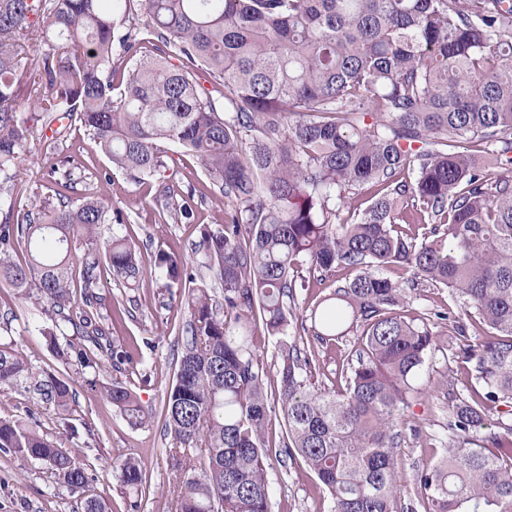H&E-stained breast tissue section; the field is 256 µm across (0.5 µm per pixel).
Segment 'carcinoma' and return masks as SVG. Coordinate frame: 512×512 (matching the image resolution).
<instances>
[{
    "label": "carcinoma",
    "mask_w": 512,
    "mask_h": 512,
    "mask_svg": "<svg viewBox=\"0 0 512 512\" xmlns=\"http://www.w3.org/2000/svg\"><path fill=\"white\" fill-rule=\"evenodd\" d=\"M145 33L159 59L136 61L118 91L113 57H136ZM172 57L205 70L223 101ZM22 95L52 137L77 120L113 168L160 179L172 223L193 222V197L179 191L165 143L191 152L228 200L224 223L200 230L192 261L165 250L154 258L189 316L164 404L175 512H270L267 465L297 456L334 512H402L397 416L426 372L432 327L448 321L465 333L445 312L406 318L419 281L448 289L487 331L457 354L483 394L448 400L455 444L417 484L430 512H512V176L476 161L512 167V0H0V283L37 308L56 358L137 427L146 419L137 396L99 381L102 364L137 356L112 343L99 280L106 270L139 287L142 252L104 197L61 194L15 212L16 162L33 137ZM363 184L374 195L349 223L342 213L358 210ZM402 223L433 228L420 238L396 230ZM304 264L353 273L310 314L317 341L357 335L341 393L309 383L308 349L295 339ZM393 266L409 287L384 276ZM204 271L222 301L198 280ZM257 326L278 347L277 449L264 440ZM13 393L30 406L22 420L0 419V452L45 466L48 489L83 495V512H107L71 450L80 432L69 382L5 340L0 395ZM43 414L57 436L42 431ZM119 479L139 493L143 466L124 460Z\"/></svg>",
    "instance_id": "1"
}]
</instances>
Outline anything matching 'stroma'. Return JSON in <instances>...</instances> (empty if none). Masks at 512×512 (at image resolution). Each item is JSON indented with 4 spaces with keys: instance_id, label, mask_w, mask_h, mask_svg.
Masks as SVG:
<instances>
[{
    "instance_id": "35a3bbf8",
    "label": "stroma",
    "mask_w": 512,
    "mask_h": 512,
    "mask_svg": "<svg viewBox=\"0 0 512 512\" xmlns=\"http://www.w3.org/2000/svg\"><path fill=\"white\" fill-rule=\"evenodd\" d=\"M32 153L20 166L22 182L11 200L15 211L34 210L41 202H57L59 187L50 174L51 159H67L72 188L68 195H106L112 207L121 211L127 234L142 250L145 263H152L157 250H174L190 256L201 226L224 221V199L215 193L208 178L191 155L175 156L183 191L192 192L196 220L191 224L166 221L162 213L157 180L139 185L112 169L110 163L80 124H72L53 144L32 141ZM159 277L146 279L134 289L119 287L109 275L100 278L101 293L112 300V340L129 345L139 353L140 362L121 370L102 369L104 383L122 382L137 395L147 413L146 422L133 428L102 395L90 392L79 375L58 361L37 328L42 323L30 303L14 289L0 283V312L16 314L11 324L17 348L36 365L68 378L77 393L73 416L81 443L73 449L97 479L92 494L103 499L108 512H174L175 494L169 480V438L164 433V402L176 371L180 353L178 340L187 313L178 301L169 300ZM447 289L419 285L406 304L407 318L420 320L438 310H457ZM436 348L429 360L420 389L402 412L400 465L397 486L404 512H427L426 497L420 492L419 470L440 460L452 437L448 431V393L471 396V381L456 358L463 343H476L481 327H472L467 337L456 336L451 327L437 328ZM301 342L311 346L310 380L316 387H344L346 362L357 348L355 336L317 343L309 333ZM141 461L146 481L140 494L130 493L116 477L122 460ZM271 512H332L333 502L301 461L288 466L271 464L268 470ZM46 476L38 466L18 457L0 454V512H83L82 497L46 488Z\"/></svg>"
}]
</instances>
